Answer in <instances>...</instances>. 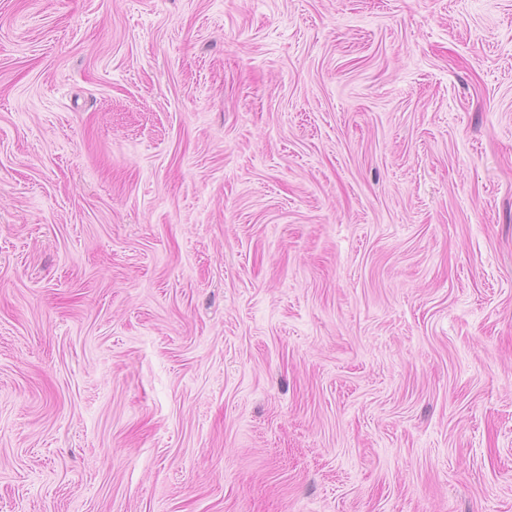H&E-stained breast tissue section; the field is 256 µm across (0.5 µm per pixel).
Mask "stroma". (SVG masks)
Masks as SVG:
<instances>
[{
	"label": "stroma",
	"mask_w": 512,
	"mask_h": 512,
	"mask_svg": "<svg viewBox=\"0 0 512 512\" xmlns=\"http://www.w3.org/2000/svg\"><path fill=\"white\" fill-rule=\"evenodd\" d=\"M0 512H512V0H0Z\"/></svg>",
	"instance_id": "35a3bbf8"
}]
</instances>
